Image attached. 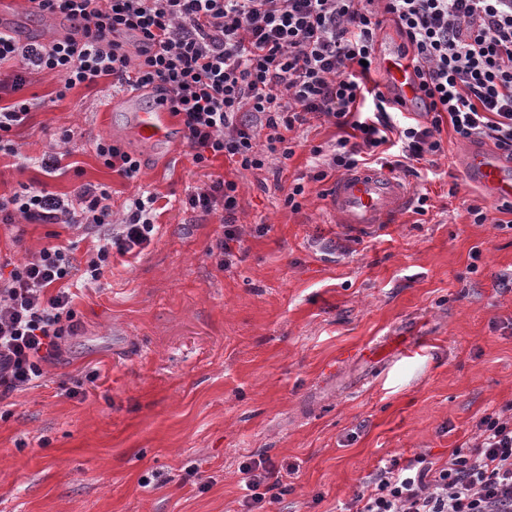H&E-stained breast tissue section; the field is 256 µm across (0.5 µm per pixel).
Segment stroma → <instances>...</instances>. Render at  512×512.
I'll return each mask as SVG.
<instances>
[{
	"mask_svg": "<svg viewBox=\"0 0 512 512\" xmlns=\"http://www.w3.org/2000/svg\"><path fill=\"white\" fill-rule=\"evenodd\" d=\"M55 91L33 75L24 95L36 104L11 134L15 154L0 156V195L39 183L72 197L101 183L119 220L148 191L158 230L78 292L81 331L41 386L0 399V512H238L239 466L262 453L298 468L269 512H337L378 465L447 460L484 413L512 402V288L501 285L512 231L464 179L451 128L433 175L410 182L426 212L354 233L329 219L328 181L309 183L300 210L284 203L310 146L340 137L330 123L303 126V148L276 176L221 156L195 163L178 129L141 141L128 108L111 105V82ZM67 130V153L46 173L40 160ZM100 137L139 156L136 180L103 164ZM220 178L238 185L243 229L225 270L211 254L221 213L185 205ZM471 205L488 222L472 223ZM98 238L0 225V252L21 262L62 244L82 263ZM374 343L378 364L362 355Z\"/></svg>",
	"mask_w": 512,
	"mask_h": 512,
	"instance_id": "1",
	"label": "stroma"
}]
</instances>
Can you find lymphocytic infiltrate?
Segmentation results:
<instances>
[{"mask_svg": "<svg viewBox=\"0 0 512 512\" xmlns=\"http://www.w3.org/2000/svg\"><path fill=\"white\" fill-rule=\"evenodd\" d=\"M38 13L66 18L60 36L16 42L0 30V153L29 118L23 90L34 74L56 78L57 98L103 80L168 97L195 163L221 156L245 171L286 161L297 130L323 118L344 135L310 148L312 167L288 188L300 209L308 183L370 163L419 176L444 155L443 127L457 140L488 142L512 157V0H37ZM392 21L413 56L419 111L372 81L379 31ZM238 185L216 179L188 198L191 209L223 211L218 264L241 247ZM111 194L85 184L68 200L37 184L0 196V223L104 228L95 255L77 267L68 248L42 247L0 273V397L37 385L81 325L73 276L100 281L113 255L140 254L156 230L154 195L131 199L112 222ZM472 442L445 463L425 454L377 468L344 512H512V403L484 414ZM241 512H264V488L296 472L267 457L240 468Z\"/></svg>", "mask_w": 512, "mask_h": 512, "instance_id": "1", "label": "lymphocytic infiltrate"}]
</instances>
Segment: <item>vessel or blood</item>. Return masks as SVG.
Returning <instances> with one entry per match:
<instances>
[{
	"label": "vessel or blood",
	"instance_id": "obj_1",
	"mask_svg": "<svg viewBox=\"0 0 512 512\" xmlns=\"http://www.w3.org/2000/svg\"><path fill=\"white\" fill-rule=\"evenodd\" d=\"M382 71L390 87L405 99H414L417 91L409 57L396 54L384 59ZM175 122L169 103L156 98L137 112L135 128L142 141L152 143L167 138ZM464 176L479 185L490 201L512 203V158L472 149ZM413 199L411 187L386 171L357 168L337 177L328 194L327 210L333 222L345 229L370 230L393 223Z\"/></svg>",
	"mask_w": 512,
	"mask_h": 512
}]
</instances>
